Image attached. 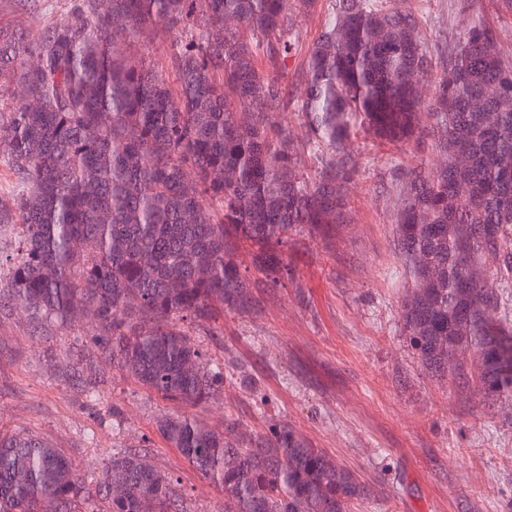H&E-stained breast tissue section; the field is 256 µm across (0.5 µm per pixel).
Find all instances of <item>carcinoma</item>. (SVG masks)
<instances>
[{
  "instance_id": "cac0c4a2",
  "label": "carcinoma",
  "mask_w": 512,
  "mask_h": 512,
  "mask_svg": "<svg viewBox=\"0 0 512 512\" xmlns=\"http://www.w3.org/2000/svg\"><path fill=\"white\" fill-rule=\"evenodd\" d=\"M292 4L70 0L35 37L0 26V154L24 225L0 292L62 324L91 314L101 352L177 406L157 430L224 494V512H350L370 494L286 424L248 434L198 420L191 409L220 391L224 372L202 366L184 321L258 310L255 289L288 277L292 235L328 237L346 223L351 136H413L432 69L410 16L380 0H336L294 108L321 163L310 177L276 118L289 106L280 73ZM145 33L177 35L175 86L136 48ZM20 86L39 108L17 98ZM429 106L443 164L392 171L412 278L403 328L429 374L512 403V66L492 29H465ZM242 242L254 247L244 269ZM141 458L112 453L92 484L50 443L0 429V512H95L102 493L107 512H183L170 479Z\"/></svg>"
}]
</instances>
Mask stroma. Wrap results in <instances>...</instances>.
Here are the masks:
<instances>
[{
    "label": "stroma",
    "instance_id": "stroma-1",
    "mask_svg": "<svg viewBox=\"0 0 512 512\" xmlns=\"http://www.w3.org/2000/svg\"><path fill=\"white\" fill-rule=\"evenodd\" d=\"M384 3L416 20L435 78L465 26L512 28L506 0ZM334 4L295 0L290 10V99ZM351 149L359 160L351 223L329 239L293 235L295 280L260 289L261 312L190 326L205 360L224 369L222 391L194 414L258 433L275 423L294 427L369 485L354 512H512V413L473 387L431 377L403 332L395 235L402 197L391 169L437 163L435 139L395 144L360 133ZM172 408L101 357L83 321L65 325L0 303V429L48 441L82 474L116 448L146 453L173 477L184 512H224L223 494L158 433V418Z\"/></svg>",
    "mask_w": 512,
    "mask_h": 512
}]
</instances>
